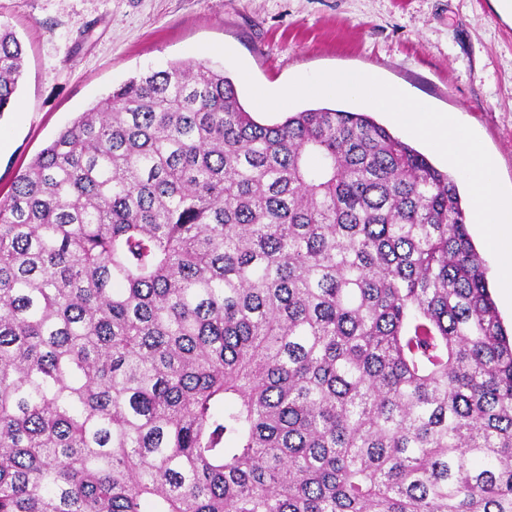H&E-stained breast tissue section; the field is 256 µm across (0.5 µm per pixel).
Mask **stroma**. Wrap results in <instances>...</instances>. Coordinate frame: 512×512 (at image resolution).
<instances>
[{
	"mask_svg": "<svg viewBox=\"0 0 512 512\" xmlns=\"http://www.w3.org/2000/svg\"><path fill=\"white\" fill-rule=\"evenodd\" d=\"M25 48L14 108L0 114V191L81 113L129 78L203 62L237 82L254 118L311 107L370 112L437 168L451 165L368 104L309 98L267 113L240 79L270 92L321 71L378 72L472 128L512 182V0H0ZM225 46L240 59L216 53Z\"/></svg>",
	"mask_w": 512,
	"mask_h": 512,
	"instance_id": "35a3bbf8",
	"label": "stroma"
}]
</instances>
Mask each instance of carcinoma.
<instances>
[{"label": "carcinoma", "mask_w": 512, "mask_h": 512, "mask_svg": "<svg viewBox=\"0 0 512 512\" xmlns=\"http://www.w3.org/2000/svg\"><path fill=\"white\" fill-rule=\"evenodd\" d=\"M23 64L0 25V114ZM0 512H512L457 179L203 62L113 89L0 197Z\"/></svg>", "instance_id": "1"}]
</instances>
